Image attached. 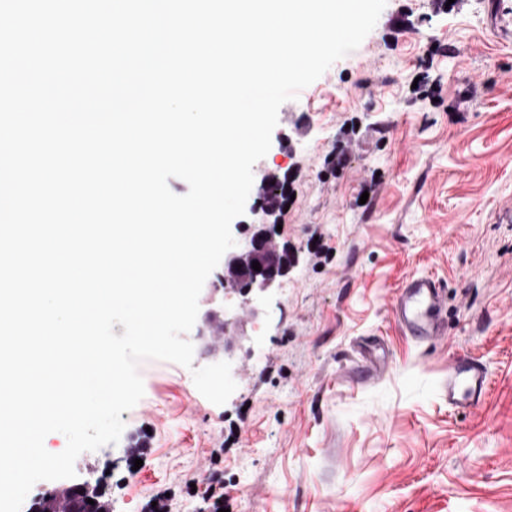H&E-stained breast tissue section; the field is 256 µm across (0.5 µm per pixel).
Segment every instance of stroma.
<instances>
[{
	"mask_svg": "<svg viewBox=\"0 0 512 512\" xmlns=\"http://www.w3.org/2000/svg\"><path fill=\"white\" fill-rule=\"evenodd\" d=\"M512 0H387L360 46L279 109L253 167L291 179L279 243L299 252L247 323L221 406L193 366L146 360L117 444L82 453L112 512H512ZM446 287L448 337L406 336L397 284ZM378 344L387 370L355 359ZM486 362L489 394L448 407V363ZM142 465L130 470L129 456Z\"/></svg>",
	"mask_w": 512,
	"mask_h": 512,
	"instance_id": "1",
	"label": "stroma"
}]
</instances>
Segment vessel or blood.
I'll return each mask as SVG.
<instances>
[{
	"instance_id": "b4317fda",
	"label": "vessel or blood",
	"mask_w": 512,
	"mask_h": 512,
	"mask_svg": "<svg viewBox=\"0 0 512 512\" xmlns=\"http://www.w3.org/2000/svg\"><path fill=\"white\" fill-rule=\"evenodd\" d=\"M391 311L400 329L418 340L439 341L448 333L444 286L432 276L405 277L394 292ZM487 392V368L478 358L464 355L449 364V409L475 408L485 400Z\"/></svg>"
}]
</instances>
